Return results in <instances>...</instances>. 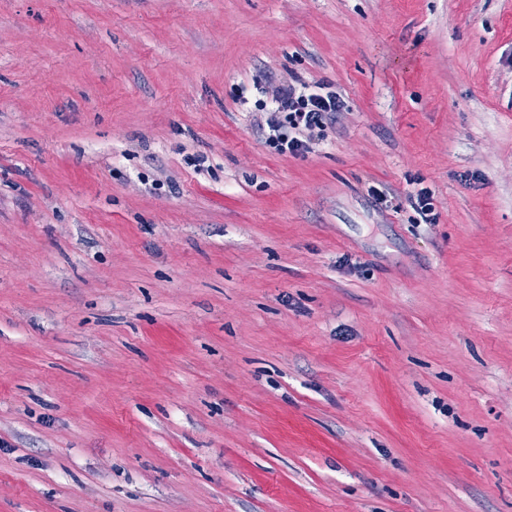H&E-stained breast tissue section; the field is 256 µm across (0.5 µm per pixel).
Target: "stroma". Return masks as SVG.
<instances>
[{
	"instance_id": "35a3bbf8",
	"label": "stroma",
	"mask_w": 512,
	"mask_h": 512,
	"mask_svg": "<svg viewBox=\"0 0 512 512\" xmlns=\"http://www.w3.org/2000/svg\"><path fill=\"white\" fill-rule=\"evenodd\" d=\"M0 512H512V0H0ZM253 87L260 96L255 106L266 114L261 124L265 142L279 154L298 155L309 149L313 137L326 140L332 118L344 109L341 95L324 80L297 87L277 82L265 71H258L253 77ZM305 132L308 141L298 137Z\"/></svg>"
}]
</instances>
